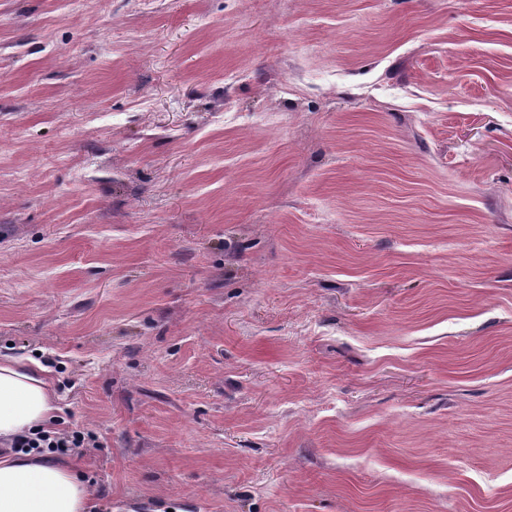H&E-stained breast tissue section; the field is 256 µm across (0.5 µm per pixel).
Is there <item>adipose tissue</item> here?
Listing matches in <instances>:
<instances>
[{
    "label": "adipose tissue",
    "mask_w": 512,
    "mask_h": 512,
    "mask_svg": "<svg viewBox=\"0 0 512 512\" xmlns=\"http://www.w3.org/2000/svg\"><path fill=\"white\" fill-rule=\"evenodd\" d=\"M54 391L34 359L0 356V443L47 426ZM92 490L68 457L0 453V512H91Z\"/></svg>",
    "instance_id": "1"
}]
</instances>
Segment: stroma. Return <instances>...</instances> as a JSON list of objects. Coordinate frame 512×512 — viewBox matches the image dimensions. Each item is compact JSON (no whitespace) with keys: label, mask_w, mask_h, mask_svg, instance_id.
I'll use <instances>...</instances> for the list:
<instances>
[{"label":"stroma","mask_w":512,"mask_h":512,"mask_svg":"<svg viewBox=\"0 0 512 512\" xmlns=\"http://www.w3.org/2000/svg\"><path fill=\"white\" fill-rule=\"evenodd\" d=\"M0 354L98 512H512V0H0Z\"/></svg>","instance_id":"35a3bbf8"}]
</instances>
